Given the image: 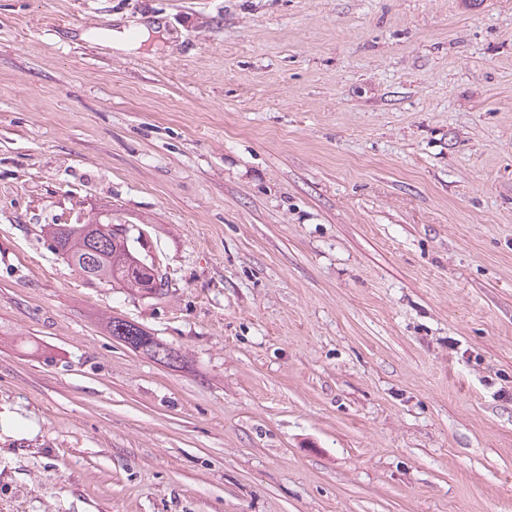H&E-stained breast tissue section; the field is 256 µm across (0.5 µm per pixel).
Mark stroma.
Listing matches in <instances>:
<instances>
[{
  "label": "stroma",
  "instance_id": "35a3bbf8",
  "mask_svg": "<svg viewBox=\"0 0 512 512\" xmlns=\"http://www.w3.org/2000/svg\"><path fill=\"white\" fill-rule=\"evenodd\" d=\"M0 500L512 512V0H0ZM53 250L69 266L74 267L91 284L129 288L141 294L156 293L158 287L149 288L148 269L154 270L155 259L142 255L131 246L141 234L132 237L125 224H51ZM130 233V234H129ZM129 234V235H128ZM104 244L107 247L98 248ZM108 329L112 337L120 340L127 346L128 344L125 341L126 337L122 338V336H136V343L134 345H130L129 347L133 350H141L143 353L151 356L157 361L170 364L175 362L178 358V355L170 348L163 345L160 341H158L154 334L126 319L120 317H112V319L108 322ZM160 351L168 352L170 355L163 356L160 360H158L156 359V353ZM167 356L170 357L167 358V360H164Z\"/></svg>",
  "mask_w": 512,
  "mask_h": 512
}]
</instances>
